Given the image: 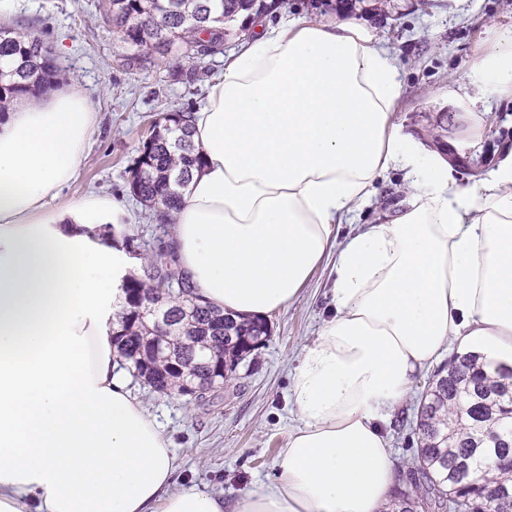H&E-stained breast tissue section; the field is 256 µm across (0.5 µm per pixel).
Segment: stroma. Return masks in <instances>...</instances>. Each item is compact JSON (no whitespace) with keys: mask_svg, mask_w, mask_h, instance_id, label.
<instances>
[{"mask_svg":"<svg viewBox=\"0 0 512 512\" xmlns=\"http://www.w3.org/2000/svg\"><path fill=\"white\" fill-rule=\"evenodd\" d=\"M349 2L352 15L375 28L403 68L393 122L429 150L446 144L449 177L457 187L477 183L512 148V99L486 91L469 100L473 65L496 50L499 35L512 32V0H281L265 19L327 21ZM96 0H21L13 22L41 33L59 72L54 84L76 83L97 114L96 133L63 196L88 193L117 198L138 216L116 227L117 238L150 236L149 212L130 188V170L151 116L191 112L210 78L242 44L230 30L221 53L192 62L175 55L142 65L95 9ZM406 179L390 171L370 200L336 225L337 241L359 225L378 224L401 202ZM332 262L323 263L299 296L268 315L270 334L254 361L242 362L224 387L204 397L166 396L131 382L132 394L161 424L177 458L176 488L223 493L232 501L269 483L289 432L300 420L289 399L291 374L304 348L334 314ZM431 370L419 373L386 433L398 475H406L418 448L416 420Z\"/></svg>","mask_w":512,"mask_h":512,"instance_id":"stroma-1","label":"stroma"}]
</instances>
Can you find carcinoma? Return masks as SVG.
<instances>
[{
    "mask_svg": "<svg viewBox=\"0 0 512 512\" xmlns=\"http://www.w3.org/2000/svg\"><path fill=\"white\" fill-rule=\"evenodd\" d=\"M98 7L112 32L142 61L173 50L188 59L202 57L205 46L219 53L226 31L213 26L217 18H255L270 10L266 0H98ZM57 70L38 33L0 24V105L36 96ZM182 117L166 112L151 122V135L142 141L131 171L133 194L161 224L168 223L201 161ZM122 290L117 353L156 393L180 394L181 373L173 363L207 377L214 356L232 373L269 336L263 319H239L195 303L188 277L162 245L143 274L129 277ZM148 300L167 310L170 319L166 350L153 358L154 377L144 376L139 353L158 335L151 315L143 313ZM484 366V354L468 350L434 371L417 415L419 447L409 487L395 489L392 512H512V367L491 376Z\"/></svg>",
    "mask_w": 512,
    "mask_h": 512,
    "instance_id": "obj_1",
    "label": "carcinoma"
}]
</instances>
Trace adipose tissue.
Masks as SVG:
<instances>
[{"label": "adipose tissue", "instance_id": "ef3b65f1", "mask_svg": "<svg viewBox=\"0 0 512 512\" xmlns=\"http://www.w3.org/2000/svg\"><path fill=\"white\" fill-rule=\"evenodd\" d=\"M507 51L480 60L512 96ZM402 75L366 22L257 26L224 61L188 121L201 165L170 211L173 251L199 303L262 317L335 252L334 315L292 378L301 424L266 487L225 507L170 485L176 462L128 389L111 329L132 265L102 226L114 198L60 202L95 132L77 86L19 97L0 119V512H383L395 483L384 432L414 377L450 346L486 370L512 364V153L479 184L420 173L391 121ZM399 210L334 244L336 221L388 171Z\"/></svg>", "mask_w": 512, "mask_h": 512}]
</instances>
